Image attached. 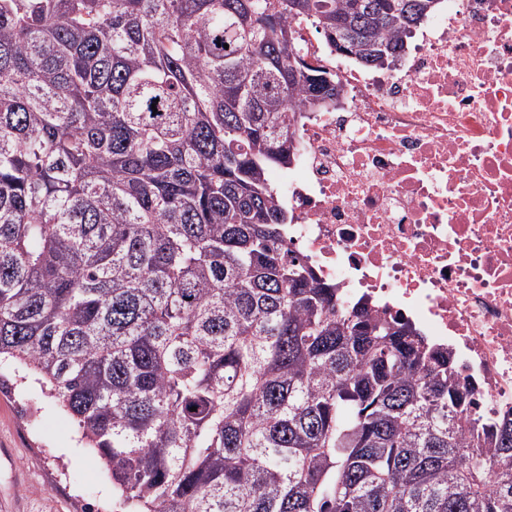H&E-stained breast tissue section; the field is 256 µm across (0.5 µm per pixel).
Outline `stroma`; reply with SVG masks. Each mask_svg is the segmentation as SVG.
<instances>
[{
	"mask_svg": "<svg viewBox=\"0 0 512 512\" xmlns=\"http://www.w3.org/2000/svg\"><path fill=\"white\" fill-rule=\"evenodd\" d=\"M0 512H112V478L34 377L0 363Z\"/></svg>",
	"mask_w": 512,
	"mask_h": 512,
	"instance_id": "obj_1",
	"label": "stroma"
}]
</instances>
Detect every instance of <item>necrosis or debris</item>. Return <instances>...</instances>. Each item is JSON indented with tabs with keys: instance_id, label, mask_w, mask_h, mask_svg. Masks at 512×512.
<instances>
[{
	"instance_id": "4bbe7bcc",
	"label": "necrosis or debris",
	"mask_w": 512,
	"mask_h": 512,
	"mask_svg": "<svg viewBox=\"0 0 512 512\" xmlns=\"http://www.w3.org/2000/svg\"><path fill=\"white\" fill-rule=\"evenodd\" d=\"M296 31L338 104L302 114L279 175L317 276L452 351L476 413L512 411V0H444L394 68Z\"/></svg>"
}]
</instances>
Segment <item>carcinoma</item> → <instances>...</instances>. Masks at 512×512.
Returning <instances> with one entry per match:
<instances>
[{"mask_svg": "<svg viewBox=\"0 0 512 512\" xmlns=\"http://www.w3.org/2000/svg\"><path fill=\"white\" fill-rule=\"evenodd\" d=\"M440 4L0 0V360L120 512H512V421L410 322L342 309L269 178L341 95L292 22L384 68Z\"/></svg>", "mask_w": 512, "mask_h": 512, "instance_id": "cac0c4a2", "label": "carcinoma"}]
</instances>
